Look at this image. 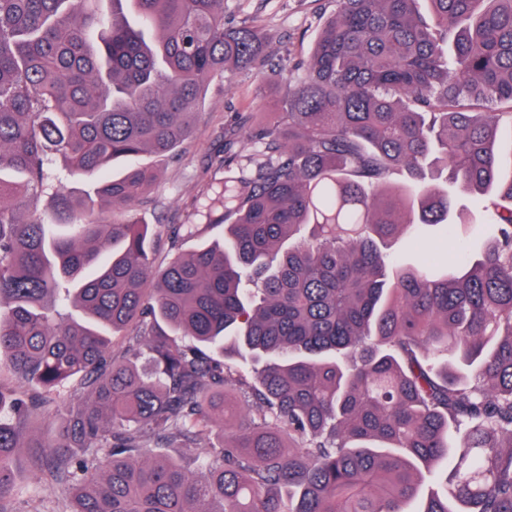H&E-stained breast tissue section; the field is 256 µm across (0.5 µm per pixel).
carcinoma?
<instances>
[{
  "label": "carcinoma",
  "instance_id": "obj_1",
  "mask_svg": "<svg viewBox=\"0 0 512 512\" xmlns=\"http://www.w3.org/2000/svg\"><path fill=\"white\" fill-rule=\"evenodd\" d=\"M417 2L338 0L274 119L224 131V240L185 255L172 225L160 267L138 159L227 64L266 68V30L224 0H0V512L40 413L62 512H512V0ZM490 190L489 221L457 211ZM428 227L447 259L391 251Z\"/></svg>",
  "mask_w": 512,
  "mask_h": 512
}]
</instances>
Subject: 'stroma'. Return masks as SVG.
Instances as JSON below:
<instances>
[{
	"mask_svg": "<svg viewBox=\"0 0 512 512\" xmlns=\"http://www.w3.org/2000/svg\"><path fill=\"white\" fill-rule=\"evenodd\" d=\"M336 8V0H225L229 17L256 21L267 30L273 69L265 74L233 70L212 80L206 103L197 110L191 135L181 150L165 159L142 156V163L152 162L158 168L155 187L138 205L142 217L153 226L156 256L162 258L169 252V225L204 223L205 202L200 193L205 185L224 179L213 160L224 148L225 129L273 116L280 78H294L296 66L307 62L318 30ZM38 456L35 448L17 453L18 465L33 489L12 502L13 512H55L57 508L61 491L38 479Z\"/></svg>",
	"mask_w": 512,
	"mask_h": 512,
	"instance_id": "35a3bbf8",
	"label": "stroma"
}]
</instances>
